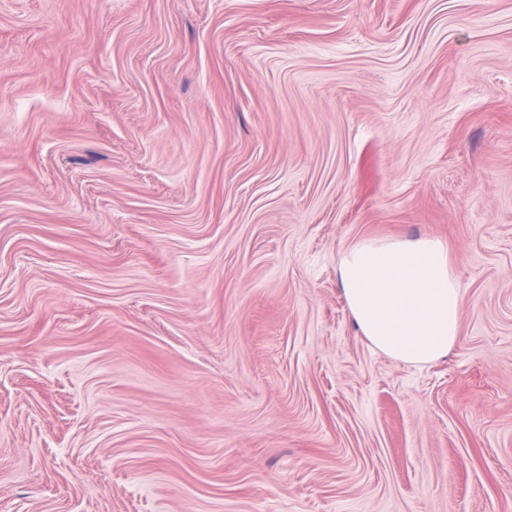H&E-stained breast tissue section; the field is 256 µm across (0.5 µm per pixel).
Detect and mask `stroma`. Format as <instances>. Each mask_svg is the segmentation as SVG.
Returning <instances> with one entry per match:
<instances>
[{
  "mask_svg": "<svg viewBox=\"0 0 512 512\" xmlns=\"http://www.w3.org/2000/svg\"><path fill=\"white\" fill-rule=\"evenodd\" d=\"M0 512H512V0H0ZM337 275L359 332L375 350L425 365L455 344L462 288L446 241L360 239L341 253Z\"/></svg>",
  "mask_w": 512,
  "mask_h": 512,
  "instance_id": "obj_1",
  "label": "stroma"
}]
</instances>
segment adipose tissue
<instances>
[{
	"instance_id": "ef3b65f1",
	"label": "adipose tissue",
	"mask_w": 512,
	"mask_h": 512,
	"mask_svg": "<svg viewBox=\"0 0 512 512\" xmlns=\"http://www.w3.org/2000/svg\"><path fill=\"white\" fill-rule=\"evenodd\" d=\"M337 275L359 332L375 350L425 365L455 344L462 288L446 241L364 238L341 253Z\"/></svg>"
}]
</instances>
